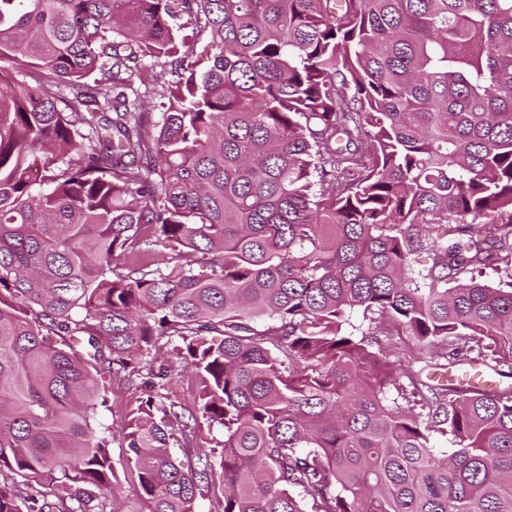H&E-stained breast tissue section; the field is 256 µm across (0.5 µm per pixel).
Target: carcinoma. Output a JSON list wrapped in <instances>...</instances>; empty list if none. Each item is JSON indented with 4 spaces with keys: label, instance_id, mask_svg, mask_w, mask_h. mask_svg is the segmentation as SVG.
Returning <instances> with one entry per match:
<instances>
[{
    "label": "carcinoma",
    "instance_id": "carcinoma-1",
    "mask_svg": "<svg viewBox=\"0 0 512 512\" xmlns=\"http://www.w3.org/2000/svg\"><path fill=\"white\" fill-rule=\"evenodd\" d=\"M5 60L0 512H120L115 441L140 512H512V386L455 380L512 377V0H0ZM172 79L173 77L169 73H166V71H163V68L159 65L155 66L153 70H149L145 80L147 88L139 85V80L134 78L135 87L138 85L140 87L141 99L148 104L150 112H153L155 119L159 117V112H162L160 102L164 101V99H162L163 97L161 95L165 94L167 82ZM189 373L183 367L175 365L172 372V397L182 404L193 407L195 401V389L188 380ZM126 385L118 379H113L104 393L106 407L98 411L97 422L103 426L118 429L125 421L127 413L133 407V399ZM198 427V443L204 446L210 457V462L216 467L221 452V442L224 440V433L216 427H208L202 419L199 421ZM213 449H216L213 451ZM211 450V451H210ZM211 452H214L212 454Z\"/></svg>",
    "mask_w": 512,
    "mask_h": 512
}]
</instances>
